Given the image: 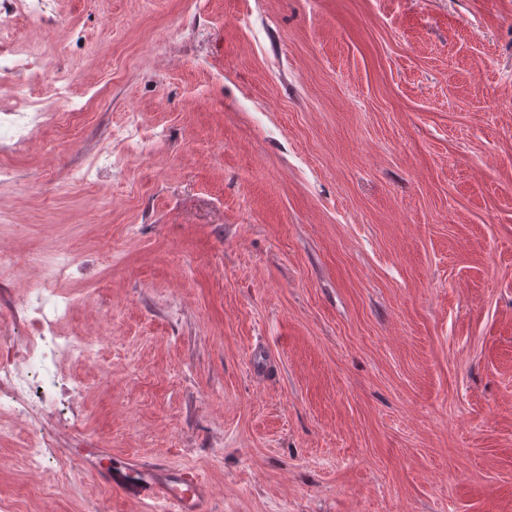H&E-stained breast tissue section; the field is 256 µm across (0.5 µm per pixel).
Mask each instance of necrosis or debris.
I'll use <instances>...</instances> for the list:
<instances>
[{
  "instance_id": "necrosis-or-debris-1",
  "label": "necrosis or debris",
  "mask_w": 512,
  "mask_h": 512,
  "mask_svg": "<svg viewBox=\"0 0 512 512\" xmlns=\"http://www.w3.org/2000/svg\"><path fill=\"white\" fill-rule=\"evenodd\" d=\"M33 0H8L0 15V43L7 47L0 56V73L23 80L32 65L43 63L40 46L23 36L19 19L34 20ZM67 105L45 111L25 100L9 118H0V141L25 146L32 131L66 123ZM84 257L58 248L50 252L34 251L19 255L0 246V275L19 273L29 266L39 267L41 275L31 283L13 309L0 311V407L10 408L29 419L25 446L28 463L40 466L53 440L44 426L45 419L61 418L78 386L60 377L58 364L64 359L83 361L94 355L95 340L84 336H64L58 331L69 308L60 299L62 284L72 268L81 266ZM25 319L20 328H12L15 311Z\"/></svg>"
}]
</instances>
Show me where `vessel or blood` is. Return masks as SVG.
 Segmentation results:
<instances>
[{
	"instance_id": "obj_1",
	"label": "vessel or blood",
	"mask_w": 512,
	"mask_h": 512,
	"mask_svg": "<svg viewBox=\"0 0 512 512\" xmlns=\"http://www.w3.org/2000/svg\"><path fill=\"white\" fill-rule=\"evenodd\" d=\"M103 455L102 449H90L83 455L82 465L87 473L123 495L164 499L173 505L174 512H212L207 487L195 470L135 456L125 457L118 466L107 469L101 465Z\"/></svg>"
}]
</instances>
